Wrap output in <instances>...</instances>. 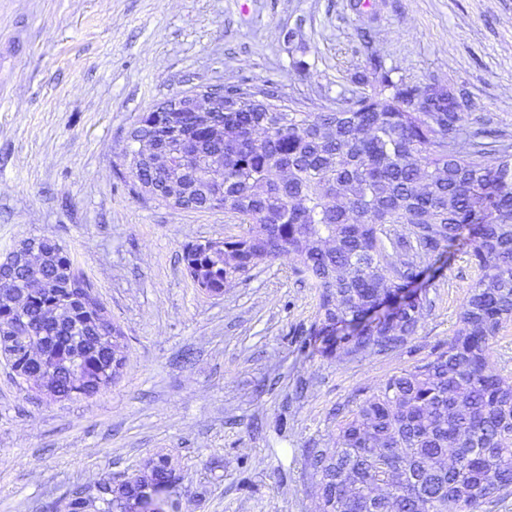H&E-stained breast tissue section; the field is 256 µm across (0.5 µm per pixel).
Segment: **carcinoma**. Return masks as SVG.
<instances>
[{
    "instance_id": "carcinoma-1",
    "label": "carcinoma",
    "mask_w": 512,
    "mask_h": 512,
    "mask_svg": "<svg viewBox=\"0 0 512 512\" xmlns=\"http://www.w3.org/2000/svg\"><path fill=\"white\" fill-rule=\"evenodd\" d=\"M376 88L331 112H300L272 89L224 84L221 121L205 132L179 113L199 151L219 159L197 180L166 164L146 113L132 153L133 185L183 194L204 209L224 184L222 209L242 235L188 243L194 284L222 292L262 260L295 254L319 288L318 318L301 341L309 355L387 354L414 335L428 305L423 266L454 247L475 261L459 328L431 358L390 378L339 424L334 448L310 449L323 512H479L512 494V379L490 368V345L512 318V147L496 130L470 132L443 87L395 76L369 57ZM406 233H398V227ZM396 242L392 255L386 243ZM0 299V357L27 361L39 337L38 376L58 398L109 388L124 364L112 326L100 330L91 282L54 239ZM178 476L150 459L66 512H166ZM154 490L156 497L143 493Z\"/></svg>"
}]
</instances>
